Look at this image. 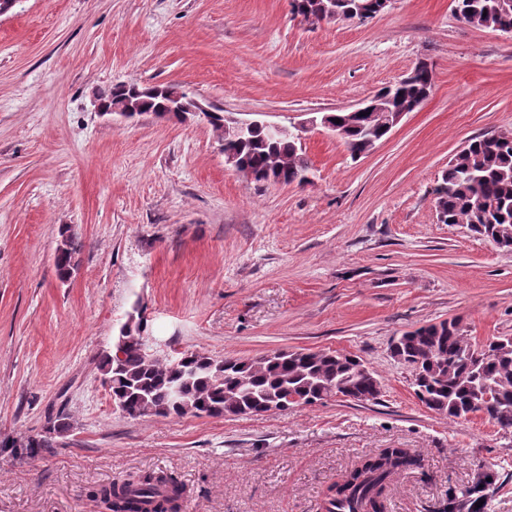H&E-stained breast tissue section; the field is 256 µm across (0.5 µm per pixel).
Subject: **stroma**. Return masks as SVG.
<instances>
[{
    "label": "stroma",
    "instance_id": "1",
    "mask_svg": "<svg viewBox=\"0 0 512 512\" xmlns=\"http://www.w3.org/2000/svg\"><path fill=\"white\" fill-rule=\"evenodd\" d=\"M429 99L369 154L308 128L306 186L256 185L203 122L112 123L96 90L171 84L241 119L282 125L354 109L419 63ZM512 132V34L462 23L452 0H389L364 23L310 24L288 0H18L0 15V440L64 412L30 458L0 452V512H104L91 486L149 471L185 512H320L327 487L381 448L421 469L386 512H440L479 469L512 473V433L415 397L392 357L403 332L456 320L512 334V251L436 216L433 189L475 136ZM82 243L60 281L62 227ZM148 350L358 357L374 401L332 397L254 417L132 420L101 354L133 308ZM71 429L68 417L60 413L55 418L48 420L46 426L40 432L25 437L22 447L30 457L37 456L43 448H54L56 438L63 437Z\"/></svg>",
    "mask_w": 512,
    "mask_h": 512
}]
</instances>
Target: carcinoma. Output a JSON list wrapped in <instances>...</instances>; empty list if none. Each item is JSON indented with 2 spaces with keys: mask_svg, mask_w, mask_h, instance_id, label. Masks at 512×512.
Returning a JSON list of instances; mask_svg holds the SVG:
<instances>
[{
  "mask_svg": "<svg viewBox=\"0 0 512 512\" xmlns=\"http://www.w3.org/2000/svg\"><path fill=\"white\" fill-rule=\"evenodd\" d=\"M326 0H290L291 11L318 18ZM467 24L487 29L512 30V0H464ZM432 70L421 66L414 75L388 87L394 100L409 102L431 90ZM133 84H115L101 89L104 100L133 99L137 107L155 118L172 120L170 96L177 90L158 84V93L132 94ZM345 112L328 114L345 127L349 152L361 150L367 137L383 135L372 112L346 124ZM208 124L223 139V147L237 156L239 170L253 182L291 183L302 180L309 170L303 152L288 137L274 138L263 128L240 138L224 137V113H208ZM439 220L444 224H476L480 237L512 250V243H497L496 231L512 238V134H484L468 141L449 162L442 181L433 190ZM80 243L64 227L55 251L58 277L65 281L73 273ZM147 335L143 320L127 330L128 342L121 355L106 352L100 361L103 383L116 408L136 420L147 416L243 417L273 410L285 411L303 403L313 405L338 394L358 403L377 399L380 381L371 373L356 370L347 357L330 350H279L255 358H212L184 351L174 359L160 361L148 356L142 346ZM391 353L412 367L416 398L430 410L452 421L482 414L504 432H512V336L505 334L490 344L469 343L454 320L422 325L394 340ZM71 429L64 414L25 437L22 444L1 441L0 448L20 446L30 457L55 446L56 439ZM421 467V459L409 448H381L363 456L330 485L325 502L333 512H385L386 491L398 476ZM508 476L494 473L485 480L478 473L458 493L448 494L445 512H487L494 493ZM183 487L173 477L158 472L133 475L89 491L106 505L108 512H142L145 503L153 512H178ZM483 501L481 507L475 503Z\"/></svg>",
  "mask_w": 512,
  "mask_h": 512,
  "instance_id": "cac0c4a2",
  "label": "carcinoma"
}]
</instances>
